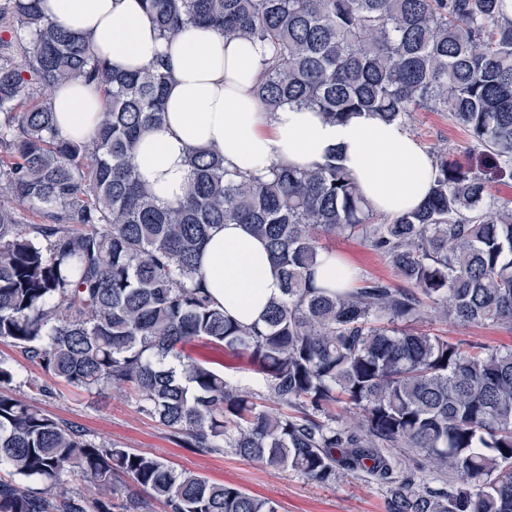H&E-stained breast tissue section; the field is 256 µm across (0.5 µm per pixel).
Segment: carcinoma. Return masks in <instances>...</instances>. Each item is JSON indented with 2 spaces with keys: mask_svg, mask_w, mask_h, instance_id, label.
Segmentation results:
<instances>
[{
  "mask_svg": "<svg viewBox=\"0 0 512 512\" xmlns=\"http://www.w3.org/2000/svg\"><path fill=\"white\" fill-rule=\"evenodd\" d=\"M159 35L208 26L270 47L254 92L268 112L310 106L342 122L368 111L405 122L447 112L474 146L512 172V16L504 0H142ZM25 63L0 53V340L87 391L135 393L137 409L199 454L229 450L320 484L366 474L386 512H512V350L410 332L444 322L512 329V205L488 201L484 171L442 150L425 204L382 223L336 162L233 173L214 150L189 156L192 182L160 205L133 164L162 127L166 56L126 71L50 22L40 0H0ZM82 77L106 107L92 140L59 136L51 107ZM46 224H22L20 208ZM219 224L266 240L281 295L244 326L212 300L197 256ZM359 237L394 279L319 287ZM204 338L247 357L256 387L181 354ZM0 357V512H143L127 477L167 512H278L276 503L161 458L104 445L24 403ZM412 466L401 469L391 449ZM430 468L446 476L425 482Z\"/></svg>",
  "mask_w": 512,
  "mask_h": 512,
  "instance_id": "cac0c4a2",
  "label": "carcinoma"
}]
</instances>
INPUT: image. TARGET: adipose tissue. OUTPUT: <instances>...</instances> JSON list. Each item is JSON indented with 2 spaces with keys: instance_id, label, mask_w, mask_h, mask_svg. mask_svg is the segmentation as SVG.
<instances>
[{
  "instance_id": "obj_1",
  "label": "adipose tissue",
  "mask_w": 512,
  "mask_h": 512,
  "mask_svg": "<svg viewBox=\"0 0 512 512\" xmlns=\"http://www.w3.org/2000/svg\"><path fill=\"white\" fill-rule=\"evenodd\" d=\"M40 7L53 24L84 37L96 55L121 68L169 56L173 78L164 125L135 150L140 180L159 202L183 198L195 149L217 151L226 168L247 174L273 164L311 169L337 156L368 207L391 218L428 196L433 158L402 124L365 111L333 123L294 104L265 111L254 94L269 57L261 45L195 26L163 39L141 0H42ZM52 108L62 138L84 139L93 134L102 105L75 78L56 88ZM198 262L213 300L242 324L261 321L281 293L280 272L247 225L214 227Z\"/></svg>"
}]
</instances>
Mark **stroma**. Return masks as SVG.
I'll return each mask as SVG.
<instances>
[{"mask_svg": "<svg viewBox=\"0 0 512 512\" xmlns=\"http://www.w3.org/2000/svg\"><path fill=\"white\" fill-rule=\"evenodd\" d=\"M405 128L431 153L445 148L460 156L469 145L466 131L445 112H411ZM322 243L359 275L385 279L392 276L387 261L362 239L330 236L323 238ZM417 328L453 341L512 349V330L497 325L446 323L428 314ZM184 353L193 360L223 368L233 379L255 376L247 358L225 353L222 348L203 340L186 343ZM0 356L13 360L20 370L17 386L20 399L78 426L97 442H120L160 457L176 469L195 472L214 482L234 484L246 492L276 501L279 512H386V490L369 478L344 474L337 478L335 485L329 486L310 481L292 470L266 469L256 461L229 452L201 455L180 447L168 428L141 415L133 396L116 390L98 394L54 381L49 383V393L35 394L29 390L28 382L44 380L42 369L7 343L0 342Z\"/></svg>", "mask_w": 512, "mask_h": 512, "instance_id": "obj_1", "label": "stroma"}]
</instances>
